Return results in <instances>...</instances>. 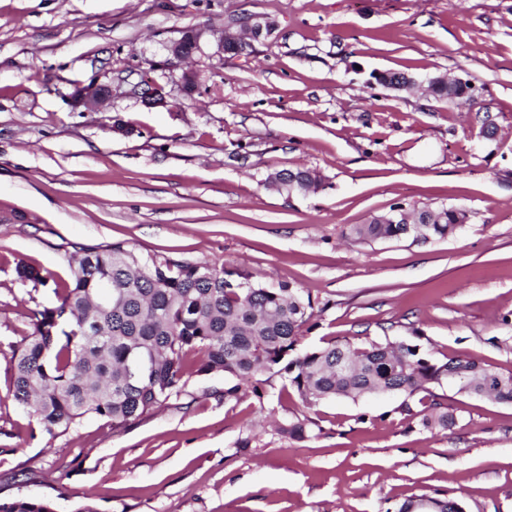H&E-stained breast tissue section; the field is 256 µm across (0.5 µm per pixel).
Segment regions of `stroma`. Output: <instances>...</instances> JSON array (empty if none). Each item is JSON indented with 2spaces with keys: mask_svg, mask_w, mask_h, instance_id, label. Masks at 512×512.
Returning a JSON list of instances; mask_svg holds the SVG:
<instances>
[{
  "mask_svg": "<svg viewBox=\"0 0 512 512\" xmlns=\"http://www.w3.org/2000/svg\"><path fill=\"white\" fill-rule=\"evenodd\" d=\"M246 14L271 35L249 56L208 46L185 95L170 42ZM382 71L469 79L479 104L383 88ZM94 77L104 111L75 110ZM148 83L167 106L133 95ZM295 168L323 187H268ZM395 204L469 221L444 240L345 241ZM118 242L301 289L304 349L418 335L437 360L512 372V0H0V492L55 512H392L423 494L512 512V403L459 382L309 405L274 369L230 398L223 376L190 374L127 428L42 432L11 358L70 281L73 244ZM435 407L451 430L422 427ZM297 419L307 438L279 432Z\"/></svg>",
  "mask_w": 512,
  "mask_h": 512,
  "instance_id": "stroma-1",
  "label": "stroma"
}]
</instances>
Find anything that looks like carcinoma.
Instances as JSON below:
<instances>
[{
  "instance_id": "carcinoma-1",
  "label": "carcinoma",
  "mask_w": 512,
  "mask_h": 512,
  "mask_svg": "<svg viewBox=\"0 0 512 512\" xmlns=\"http://www.w3.org/2000/svg\"><path fill=\"white\" fill-rule=\"evenodd\" d=\"M385 87L417 85L405 72H383ZM427 89L449 103L475 100L471 86L433 76ZM287 193L309 190L317 174L306 168L270 174ZM411 224L391 213L350 228L355 242L399 239L418 233L424 241L454 235L468 212L421 207ZM70 282L55 288L59 302L35 314L33 330L11 359L14 398L51 437L68 433L86 417L126 426L178 397L190 369L231 381L224 396L242 386L257 389V376L275 367L307 402L373 393L409 396L429 383L462 381L512 403V374L468 357L435 360L414 341L332 343L297 351L302 328L314 313L310 299L288 284L270 288L248 282L224 265L166 255L141 256L122 243L75 244ZM454 415L422 419L430 431H446ZM0 512H54L49 498L0 499Z\"/></svg>"
}]
</instances>
